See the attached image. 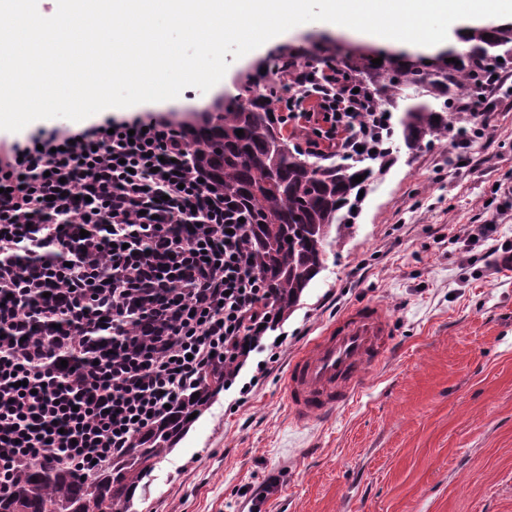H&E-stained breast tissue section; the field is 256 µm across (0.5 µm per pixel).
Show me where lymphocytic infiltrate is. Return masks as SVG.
Here are the masks:
<instances>
[{
    "label": "lymphocytic infiltrate",
    "instance_id": "1",
    "mask_svg": "<svg viewBox=\"0 0 512 512\" xmlns=\"http://www.w3.org/2000/svg\"><path fill=\"white\" fill-rule=\"evenodd\" d=\"M288 112L301 122L308 150H353L352 134L379 101L357 80L328 64L292 58L283 75ZM503 78L463 93L457 111L473 136L456 144L454 162H469L474 142L489 137ZM183 125L168 115L106 118L75 131L43 129L0 146V496L14 474L41 463L89 478L131 447L216 367L232 386L250 354L263 353L270 318L268 290L243 249L247 224L223 192L211 190L189 164ZM107 224L109 240L90 238V256L109 249L112 286L88 308L81 292L93 270L57 254L66 224ZM185 224L200 225L195 236ZM37 256L40 267L15 283V262ZM67 280L66 300L36 304L34 286ZM179 286L164 314L172 318L162 353L124 354L129 294ZM108 319L113 353L98 358L91 315ZM51 324L42 340L17 346L31 324Z\"/></svg>",
    "mask_w": 512,
    "mask_h": 512
}]
</instances>
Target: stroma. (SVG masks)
<instances>
[{
	"label": "stroma",
	"mask_w": 512,
	"mask_h": 512,
	"mask_svg": "<svg viewBox=\"0 0 512 512\" xmlns=\"http://www.w3.org/2000/svg\"><path fill=\"white\" fill-rule=\"evenodd\" d=\"M313 21L231 61L224 89L190 87L180 105L128 114L202 112L286 48L339 40ZM366 51L373 41L344 37ZM453 141L393 151L355 224L275 329L287 343L247 399L220 392L138 489L130 512H512V98L492 138L460 174ZM489 240L465 246L472 226ZM382 305L396 321L395 357L370 371L348 405L301 424L285 400L290 360L349 307ZM280 475L263 504L254 490Z\"/></svg>",
	"instance_id": "35a3bbf8"
}]
</instances>
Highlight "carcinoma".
<instances>
[{
  "label": "carcinoma",
  "mask_w": 512,
  "mask_h": 512,
  "mask_svg": "<svg viewBox=\"0 0 512 512\" xmlns=\"http://www.w3.org/2000/svg\"><path fill=\"white\" fill-rule=\"evenodd\" d=\"M463 52L439 58L426 71L400 57L387 55L374 66V56L347 53L343 70L356 76L384 105L394 106L412 83L432 98L406 106L396 120L372 129L363 150L343 155L316 154L314 160L291 146L287 122L279 108L288 86L272 75L282 73L288 57L264 64L259 80H247L237 93L224 97L217 114L184 121L192 147V165L211 189L224 191L247 220L245 252L249 266L269 288L274 313L284 317L299 305L302 294L326 260L331 233L341 238L357 216L360 191L392 161L396 142L419 150L437 136L452 131V101L465 90L479 67L500 70L512 65V24L471 29ZM490 37H484V34ZM438 120H433V117ZM244 135H236L237 130ZM355 176L363 177L359 183ZM132 344L149 346L156 329L149 317L131 320ZM224 390V371L204 379L199 397L175 404L157 423L133 440L132 448L92 479L73 472L35 464L16 476L9 495L0 498V512H117L130 508L137 486L179 443L190 424L188 417L206 409Z\"/></svg>",
  "instance_id": "cac0c4a2"
}]
</instances>
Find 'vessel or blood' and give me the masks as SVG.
<instances>
[{"mask_svg":"<svg viewBox=\"0 0 512 512\" xmlns=\"http://www.w3.org/2000/svg\"><path fill=\"white\" fill-rule=\"evenodd\" d=\"M394 321L374 302L347 310L317 336L288 368L286 399L306 423L347 404L362 388L364 369L392 354Z\"/></svg>","mask_w":512,"mask_h":512,"instance_id":"vessel-or-blood-1","label":"vessel or blood"}]
</instances>
